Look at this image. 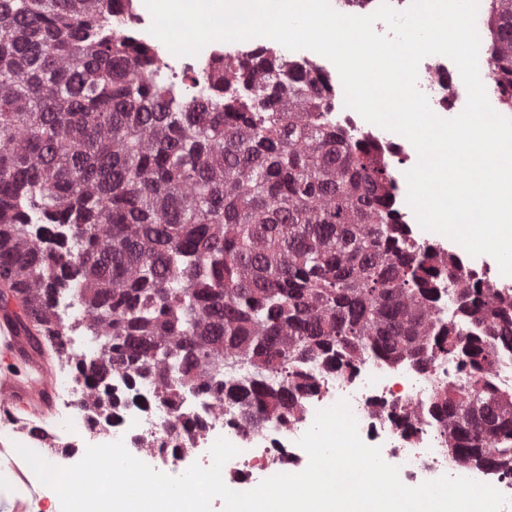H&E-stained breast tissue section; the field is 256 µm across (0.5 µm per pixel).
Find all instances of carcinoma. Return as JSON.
Segmentation results:
<instances>
[{
	"label": "carcinoma",
	"instance_id": "carcinoma-1",
	"mask_svg": "<svg viewBox=\"0 0 512 512\" xmlns=\"http://www.w3.org/2000/svg\"><path fill=\"white\" fill-rule=\"evenodd\" d=\"M494 91L512 110V0H490ZM116 0H0V316L36 352L71 284L103 337L85 376L105 409L107 371L154 372L155 397L184 388L221 403L242 383L251 431L295 414L315 389L304 364L366 355L428 365L448 451L512 472V396L492 379L512 350V301L409 238L389 166L326 125L322 79L268 47L193 79L172 104L151 51L115 31ZM477 325L433 323L438 285Z\"/></svg>",
	"mask_w": 512,
	"mask_h": 512
}]
</instances>
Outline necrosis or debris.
<instances>
[{
  "instance_id": "obj_1",
  "label": "necrosis or debris",
  "mask_w": 512,
  "mask_h": 512,
  "mask_svg": "<svg viewBox=\"0 0 512 512\" xmlns=\"http://www.w3.org/2000/svg\"><path fill=\"white\" fill-rule=\"evenodd\" d=\"M146 41L163 59L158 76L168 98L174 101L185 92V76L209 74L219 62L249 56L261 46L257 40L228 42L220 51L207 46L198 55L177 56L154 36H147ZM417 86L431 109L444 114L455 111L463 97L457 72L449 68L443 55L422 60ZM326 103L331 108L332 123L343 128L350 138L372 142L381 155L398 164L415 161L412 148L391 131L371 129L357 121L339 91H331ZM389 195L409 236L423 239L438 257L454 259L469 278H487L491 265L485 258L465 256L441 240L423 237L406 201V179H393ZM307 369L317 375L319 385L302 397L299 418L285 425L269 423L258 432L241 428L226 407L217 405L204 392L184 391L173 411L154 403V380L149 375L135 380L121 372L113 373L112 407L104 413L83 403L84 379L69 369L57 382L62 424L28 434L26 445L52 449L54 464L68 467L83 458L88 446L120 440L132 456L151 468L183 473L195 463L208 466L210 449L222 437L239 450L225 463L223 481L229 486L245 484L258 471L275 468L293 473L308 464L299 439L312 426L318 410L344 399L357 421L362 441L380 447L384 461L398 467L405 486L415 487L443 476L461 477L489 484L512 498V474L456 462L444 449L437 421L427 414L433 390L454 380V361L439 359L422 368L366 356L342 371L330 369L320 361L308 364Z\"/></svg>"
}]
</instances>
